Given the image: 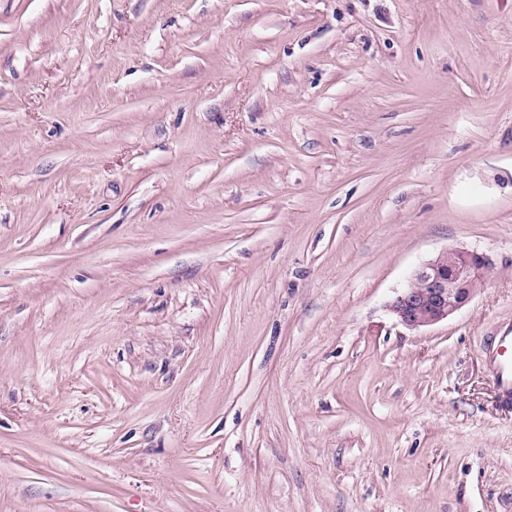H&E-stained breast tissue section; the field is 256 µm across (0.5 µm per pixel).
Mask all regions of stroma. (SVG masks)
Segmentation results:
<instances>
[{"instance_id":"stroma-1","label":"stroma","mask_w":512,"mask_h":512,"mask_svg":"<svg viewBox=\"0 0 512 512\" xmlns=\"http://www.w3.org/2000/svg\"><path fill=\"white\" fill-rule=\"evenodd\" d=\"M506 314L512 0H0V512H512ZM491 261L468 248H447L419 266L388 304L393 320L419 330L448 320L482 289ZM485 360L497 398L504 409L512 407V319L503 318L486 343Z\"/></svg>"}]
</instances>
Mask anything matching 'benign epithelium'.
Listing matches in <instances>:
<instances>
[{
  "label": "benign epithelium",
  "mask_w": 512,
  "mask_h": 512,
  "mask_svg": "<svg viewBox=\"0 0 512 512\" xmlns=\"http://www.w3.org/2000/svg\"><path fill=\"white\" fill-rule=\"evenodd\" d=\"M490 259L468 248H447L419 266L388 304L393 320L419 330L447 320L482 289Z\"/></svg>",
  "instance_id": "7a95c632"
}]
</instances>
